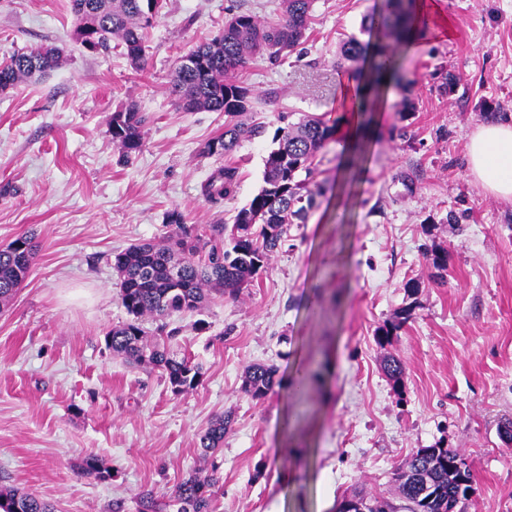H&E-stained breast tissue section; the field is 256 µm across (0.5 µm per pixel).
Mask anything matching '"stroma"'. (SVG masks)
I'll return each instance as SVG.
<instances>
[{
	"label": "stroma",
	"instance_id": "obj_1",
	"mask_svg": "<svg viewBox=\"0 0 512 512\" xmlns=\"http://www.w3.org/2000/svg\"><path fill=\"white\" fill-rule=\"evenodd\" d=\"M438 2L451 32L397 47L406 81L390 87L366 176L342 188V143H328L315 160L316 207L258 278L237 298L212 294L201 315L167 318L172 349L204 371L177 395L161 371L106 344L128 319L113 254L168 235L176 207L198 235L232 224L263 184L275 129L336 118V51L352 36L369 41L362 23L378 0H314L297 51L249 62L244 120L264 131L222 158L201 150L223 132V114L182 110L171 74L230 15L271 20L277 0H166L141 70L123 48L76 42L71 0H0V60L46 43L65 50L47 76L0 92V246L23 234L38 245L0 311V485L55 512H137L142 491L165 502L188 472L214 469L215 512H336L354 489L390 493L396 467L439 443L472 466L467 512H512V444L501 434L512 421V202L487 195L466 165L485 114L512 116V0ZM451 73L460 80L450 86ZM131 103L146 124L126 158L108 128ZM224 165L238 169L236 190L210 201L201 187ZM451 212L458 224L446 223ZM438 246L444 275L426 259ZM408 305L412 320L379 345L377 327ZM390 351L405 366L397 386L381 369ZM310 357L324 382L294 392L288 381ZM252 363L278 369L259 401L241 390ZM228 410L224 447L207 459L199 436ZM89 456L113 479L83 475Z\"/></svg>",
	"mask_w": 512,
	"mask_h": 512
}]
</instances>
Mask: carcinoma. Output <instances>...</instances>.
I'll return each mask as SVG.
<instances>
[{"instance_id":"carcinoma-1","label":"carcinoma","mask_w":512,"mask_h":512,"mask_svg":"<svg viewBox=\"0 0 512 512\" xmlns=\"http://www.w3.org/2000/svg\"><path fill=\"white\" fill-rule=\"evenodd\" d=\"M147 0H73L76 38L91 25L102 49L117 40L131 64L144 66V39L153 19L146 16ZM279 16L264 23L251 13L236 14L224 22V28L212 39L190 49L186 56L202 61L193 69L175 67L170 90L182 108L189 112L224 113V131L208 140L203 153L224 157L239 142L260 133L261 127L248 126L239 117L250 111L253 92L235 73L255 57L276 60L294 52L306 38L312 23V0H280ZM412 19L408 0H384L379 16H369L364 29L383 32L402 44L411 35ZM391 43V44H393ZM391 44L362 43L354 37L338 48V61L353 65L358 72L370 64L375 72L390 70L398 81ZM63 50L54 44L40 45L0 61V71L8 73L11 87L40 77L59 67ZM145 117L134 105L112 113L109 133L124 156L141 149ZM336 124L322 116L304 119L297 124L276 128V144L267 155L263 185L251 201L235 215L232 227L212 225L209 237L188 240L189 230L183 212H167L165 223L172 231L160 241L135 243L113 257L119 276L120 300L130 319L106 334V344L113 355L145 368L163 371L172 392L181 394L195 389L203 380L202 367L188 357L178 358L168 348L176 331L158 327L151 336L143 320H164L174 314L199 312L212 293L232 298L265 267L269 257L281 249L292 224L306 223L321 191L309 188L316 170L315 159L321 149L335 139ZM237 168L217 169L203 184L202 193L211 201L230 196L237 186ZM37 245L28 236H19L12 244L0 248V307H4L26 278L36 257ZM412 316V307L398 311L392 320L377 329L386 343ZM383 371L399 384L404 372L402 359L388 354ZM277 370L274 366L253 363L245 367L242 391L260 400L273 389ZM232 415L216 418L200 437L205 456H213L224 446ZM81 472L100 480L112 478V471L98 459L88 457ZM395 499L358 491L343 498L345 504L357 501L367 512H464L465 504L475 492L473 473L464 456L455 448L437 444L413 451L396 469L393 477ZM219 490V478L194 473L174 488L170 501L159 505L150 492L139 496V512H213ZM0 512H54L53 506L38 496L14 486H0Z\"/></svg>"}]
</instances>
